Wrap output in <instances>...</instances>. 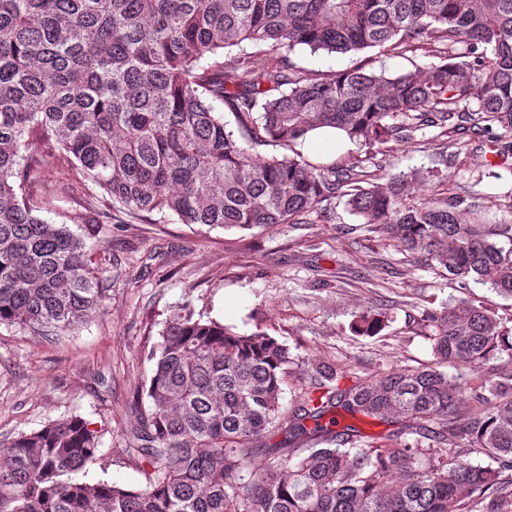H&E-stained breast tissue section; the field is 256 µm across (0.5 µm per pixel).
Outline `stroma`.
Returning a JSON list of instances; mask_svg holds the SVG:
<instances>
[{
    "mask_svg": "<svg viewBox=\"0 0 512 512\" xmlns=\"http://www.w3.org/2000/svg\"><path fill=\"white\" fill-rule=\"evenodd\" d=\"M491 161L499 178L476 182ZM448 173L455 186H478L491 199L512 188V154L497 157L484 146L467 165L449 161ZM87 250L117 266L104 315L52 344L0 327V440L79 415L104 432L80 480L127 488L143 481L124 451L136 392L150 376L163 322L184 304L238 333L262 330L285 344L294 359L283 386L287 405L336 355L349 365L348 386L390 366L433 363V329L421 313L462 297L425 254L366 231L341 203L331 223L266 232L126 216ZM379 303L387 327L373 337L354 333L359 312Z\"/></svg>",
    "mask_w": 512,
    "mask_h": 512,
    "instance_id": "stroma-1",
    "label": "stroma"
}]
</instances>
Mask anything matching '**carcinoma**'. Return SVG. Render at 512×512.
Segmentation results:
<instances>
[{"mask_svg": "<svg viewBox=\"0 0 512 512\" xmlns=\"http://www.w3.org/2000/svg\"><path fill=\"white\" fill-rule=\"evenodd\" d=\"M297 46L439 62L316 74L283 55ZM325 126L365 156L310 159L305 136ZM494 126L512 153V0H0V326L53 343L88 323L112 276L86 240L119 213L265 231L329 223L338 199L457 288L512 297V247L496 241L512 243V189L492 212L437 168L383 174L390 141L435 146L446 166L448 148L467 159ZM29 138L47 154H24ZM53 164L52 192L29 194ZM73 165L108 197L78 232L42 217L72 198ZM421 320L434 364L341 389L338 359L287 408L288 347L185 304L149 355L147 407L127 435L142 485L75 479L100 431L70 415L0 441V512H512V374L489 371L512 357V327L475 300ZM387 322L367 307L355 329ZM449 364L473 372L469 395ZM336 407L403 415L416 438L357 446V430L324 420ZM279 431L280 447H260ZM464 440L498 467L456 455Z\"/></svg>", "mask_w": 512, "mask_h": 512, "instance_id": "obj_1", "label": "carcinoma"}]
</instances>
